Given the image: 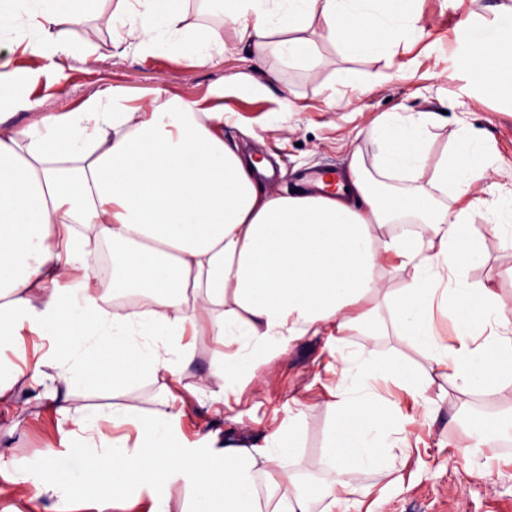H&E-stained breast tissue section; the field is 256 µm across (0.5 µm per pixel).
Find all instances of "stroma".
Instances as JSON below:
<instances>
[{
    "label": "stroma",
    "mask_w": 512,
    "mask_h": 512,
    "mask_svg": "<svg viewBox=\"0 0 512 512\" xmlns=\"http://www.w3.org/2000/svg\"><path fill=\"white\" fill-rule=\"evenodd\" d=\"M499 2L421 0L426 35L409 53L412 78L360 98L349 91L330 103L324 93L328 81L345 73L363 77L371 63L344 59L328 48L320 64L299 71L288 68L273 53L268 64L279 69L281 80L270 84L241 51L232 31L223 33V62L202 66L186 57L160 54L144 60L134 51L116 49L113 33L92 18L77 28L75 37L91 47L94 62H73L61 87L48 90L37 85L35 93L43 98L41 108L1 106L0 120L15 129L32 127L44 115L79 105L109 87L121 90L128 105L159 94L193 100L220 91L225 109L234 112L237 120L236 125L225 127V140L242 154L267 158L277 175L266 181V188L286 195L296 191L292 181L296 172L324 166L344 171L355 153L366 169H373L375 147L368 128L387 113L405 109L434 116L429 162H436L446 144L467 126L480 134L495 156L512 163V103L474 99L471 75L455 48L465 19H492ZM289 93L294 94L298 111H281L280 100ZM474 233L480 258L471 269L472 276L512 304V240L492 232L479 217L474 220ZM322 348V340H301L278 361L273 374L247 388L232 412L213 415L200 408L196 389L221 348L210 337H197L195 359L179 387L188 405L184 433L191 438L199 431L222 437L230 432H256L271 423L274 410H287L289 398L301 397L312 408L300 429L297 467L304 480L320 481V446L330 429V419L320 405L326 394L318 382L325 361ZM161 387L158 381L129 388L107 382L94 391L75 389L68 405L80 411L130 408L146 412L154 408ZM433 389L446 392L447 399L435 419L411 427L413 435L424 440V448L406 460L397 454L389 457V466L401 475L402 482L390 489L382 512H512V448L468 453L473 424L512 412V386L496 392L489 407L478 394L462 391L440 377ZM83 446L70 420L37 398L35 391L19 386L12 402H0V451L5 454L0 461V487H32L48 477L50 456L79 452ZM484 467L491 469V476L481 475ZM103 495L89 475L77 484L58 481L54 497L44 498L37 508L18 496H0V512H52L58 498L71 501L74 512H96Z\"/></svg>",
    "instance_id": "35a3bbf8"
}]
</instances>
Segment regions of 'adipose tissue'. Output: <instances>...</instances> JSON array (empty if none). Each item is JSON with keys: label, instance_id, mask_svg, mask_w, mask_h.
Listing matches in <instances>:
<instances>
[{"label": "adipose tissue", "instance_id": "1", "mask_svg": "<svg viewBox=\"0 0 512 512\" xmlns=\"http://www.w3.org/2000/svg\"><path fill=\"white\" fill-rule=\"evenodd\" d=\"M95 0H0V85L12 83L13 57L51 56L54 85L66 59L90 57L73 32ZM101 17L118 43L145 54L186 55L203 65L224 59L216 31L184 23V0H105ZM209 10L263 65L278 50L289 66H315L319 44L377 61L354 83L355 95L404 80L401 46L423 37L419 0H206ZM492 22L460 41L480 97L512 101V0ZM117 91L47 115L32 128L0 126V335L29 333L49 343L44 358L0 378V400L16 384L44 387L54 406L73 384L100 385L97 364L130 386L163 380L147 413L74 412L91 453L50 458L49 479L25 490L29 502L53 497L59 479L94 473L106 489L97 512H129L128 489L152 486L179 512H379L387 486L349 498L348 478L370 467L381 476L392 449L410 457L414 407L433 413L435 376L474 392L512 385V309L470 275L479 259L474 216L512 237V189L485 185L500 162L461 130L427 164L428 112H392L370 135L375 175L359 157L349 166L354 207L319 194L280 195L264 169L225 142L233 119L206 96L154 97L116 108ZM426 181L425 193L384 194L379 183ZM414 215L413 232L388 233ZM112 250V272L90 259ZM397 278V290L382 291ZM465 319L455 338L447 317ZM392 331L422 357L410 363L353 336ZM221 346L204 386L210 403L240 399L260 373L306 337H324L332 380L324 408L330 431L321 449L329 489L300 484L299 426L309 410L293 398L287 415L260 437L187 441L178 394L194 341ZM127 426L133 442L111 439ZM107 466H99L100 455Z\"/></svg>", "mask_w": 512, "mask_h": 512}]
</instances>
